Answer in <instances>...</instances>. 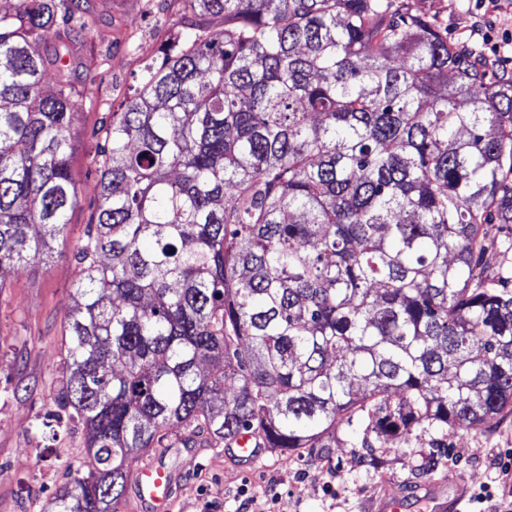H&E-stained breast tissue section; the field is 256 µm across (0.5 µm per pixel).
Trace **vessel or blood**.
<instances>
[{
  "label": "vessel or blood",
  "instance_id": "vessel-or-blood-1",
  "mask_svg": "<svg viewBox=\"0 0 512 512\" xmlns=\"http://www.w3.org/2000/svg\"><path fill=\"white\" fill-rule=\"evenodd\" d=\"M467 488L456 475L426 485L423 493L380 496L377 512H463ZM173 478L157 462L140 465L136 473L133 507L135 512H171Z\"/></svg>",
  "mask_w": 512,
  "mask_h": 512
}]
</instances>
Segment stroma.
<instances>
[{
	"label": "stroma",
	"instance_id": "obj_1",
	"mask_svg": "<svg viewBox=\"0 0 512 512\" xmlns=\"http://www.w3.org/2000/svg\"><path fill=\"white\" fill-rule=\"evenodd\" d=\"M427 17L454 44L481 41L480 19L491 14L496 32L512 33V0H402ZM73 17L92 13V33L73 28L66 43L81 92L71 128L70 171L78 190L68 225L46 260L7 273L0 289V512H52L63 485L64 462L85 456L81 422L61 425L48 437L44 425L57 410L68 370L63 326L73 304L79 271L73 261L91 220L99 176L95 160L103 130L162 61L164 43L188 28H223L221 18L200 19L185 0H64ZM512 448V409L448 432L418 427L409 443L378 438L356 416L339 425L325 447L292 454L262 449L249 463H230L220 448H154L175 482L172 512H205L215 504L234 512L235 495L249 487L259 501L276 494L273 512H366L379 493L414 489L463 474L469 490L492 485L512 495V478L495 461Z\"/></svg>",
	"mask_w": 512,
	"mask_h": 512
}]
</instances>
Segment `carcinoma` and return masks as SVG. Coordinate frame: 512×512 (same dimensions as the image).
<instances>
[{
	"label": "carcinoma",
	"mask_w": 512,
	"mask_h": 512,
	"mask_svg": "<svg viewBox=\"0 0 512 512\" xmlns=\"http://www.w3.org/2000/svg\"><path fill=\"white\" fill-rule=\"evenodd\" d=\"M0 9V289L77 200L56 0ZM191 28L104 132L73 256L79 418L54 512H117L133 464L192 445L315 448L343 419L405 444L512 406V77L394 0H186ZM55 87L43 91L47 70Z\"/></svg>",
	"instance_id": "carcinoma-1"
}]
</instances>
